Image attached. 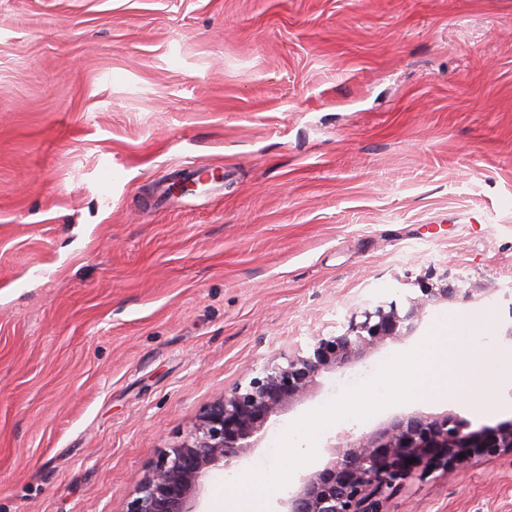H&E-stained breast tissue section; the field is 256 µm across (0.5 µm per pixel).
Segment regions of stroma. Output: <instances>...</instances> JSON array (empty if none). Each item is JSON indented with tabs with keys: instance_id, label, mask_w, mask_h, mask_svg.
Masks as SVG:
<instances>
[{
	"instance_id": "obj_1",
	"label": "stroma",
	"mask_w": 512,
	"mask_h": 512,
	"mask_svg": "<svg viewBox=\"0 0 512 512\" xmlns=\"http://www.w3.org/2000/svg\"><path fill=\"white\" fill-rule=\"evenodd\" d=\"M186 161L224 178L171 194ZM444 272L495 293L283 413L295 473L398 390L512 421V365L470 402L462 372L422 380L455 324L500 351L512 323V0H0V512H124L248 370ZM268 448L213 471L204 512L271 478ZM388 508L512 512V458Z\"/></svg>"
}]
</instances>
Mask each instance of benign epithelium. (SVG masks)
Masks as SVG:
<instances>
[{"mask_svg":"<svg viewBox=\"0 0 512 512\" xmlns=\"http://www.w3.org/2000/svg\"><path fill=\"white\" fill-rule=\"evenodd\" d=\"M420 292L402 312L390 302L351 313L343 332L315 337L310 351L285 355L284 362L269 363L246 385L224 392L194 432L164 451L137 483L125 512H200L211 472L247 459L269 421L305 399L318 378L414 335L431 308L458 299L478 302L492 289L460 288L444 273L434 283H420ZM329 448V460L288 496L272 500L271 512H388L389 498L414 478L456 471L475 459L512 457V421L474 429L453 411L400 410L367 432L338 435Z\"/></svg>","mask_w":512,"mask_h":512,"instance_id":"1","label":"benign epithelium"}]
</instances>
